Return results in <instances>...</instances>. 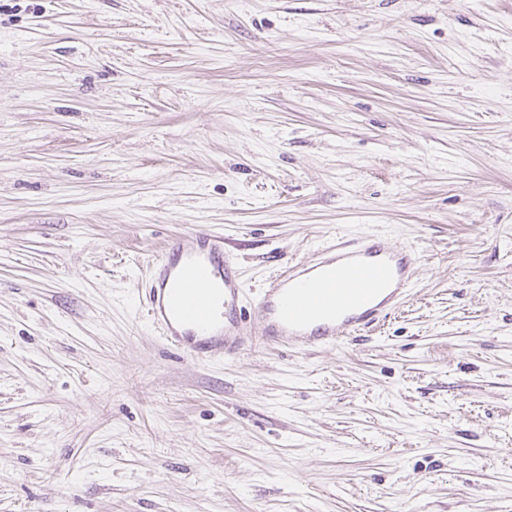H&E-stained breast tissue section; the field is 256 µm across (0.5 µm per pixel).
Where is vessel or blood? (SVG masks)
<instances>
[{
    "mask_svg": "<svg viewBox=\"0 0 512 512\" xmlns=\"http://www.w3.org/2000/svg\"><path fill=\"white\" fill-rule=\"evenodd\" d=\"M416 258L381 237L339 239L295 261L258 296L260 325L242 315L246 290L209 231L168 239L148 265L144 309L166 345L184 357L221 361L257 343L314 348L348 340L394 308Z\"/></svg>",
    "mask_w": 512,
    "mask_h": 512,
    "instance_id": "1",
    "label": "vessel or blood"
}]
</instances>
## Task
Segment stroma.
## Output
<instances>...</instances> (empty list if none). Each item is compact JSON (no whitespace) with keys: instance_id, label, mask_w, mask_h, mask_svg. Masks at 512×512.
I'll list each match as a JSON object with an SVG mask.
<instances>
[{"instance_id":"1","label":"stroma","mask_w":512,"mask_h":512,"mask_svg":"<svg viewBox=\"0 0 512 512\" xmlns=\"http://www.w3.org/2000/svg\"><path fill=\"white\" fill-rule=\"evenodd\" d=\"M203 229L414 286L194 361L144 262ZM0 512H512V0H0Z\"/></svg>"}]
</instances>
